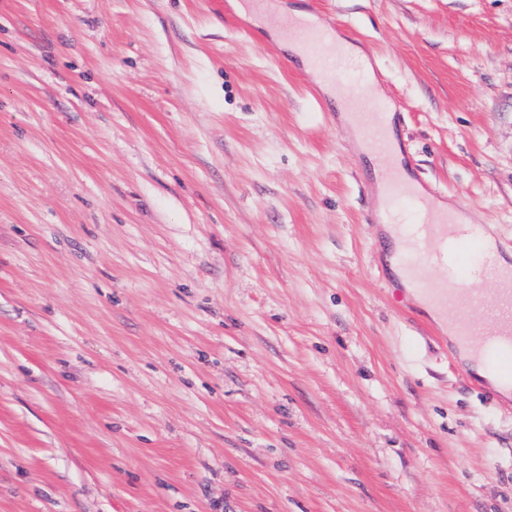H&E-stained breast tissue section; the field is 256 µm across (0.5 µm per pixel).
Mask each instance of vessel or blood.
<instances>
[{
    "instance_id": "1",
    "label": "vessel or blood",
    "mask_w": 512,
    "mask_h": 512,
    "mask_svg": "<svg viewBox=\"0 0 512 512\" xmlns=\"http://www.w3.org/2000/svg\"><path fill=\"white\" fill-rule=\"evenodd\" d=\"M250 2L269 28L284 35L297 31L309 66L339 99L366 101L368 111L355 113L354 118L369 127L368 145L381 170L374 222L392 226L403 237L405 249L395 260L413 292L435 314L450 317L458 346L480 361L501 388L512 391V262H502L498 251L486 247L481 225L460 222L456 212L440 206L431 186L405 176L410 163L397 161L388 136L398 108L375 95L367 77L375 69L373 57L347 55L331 38L337 26L329 18L296 30L276 0ZM408 204L420 216L410 227L404 218ZM428 268L443 270V278L430 283L424 274Z\"/></svg>"
}]
</instances>
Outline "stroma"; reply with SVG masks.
I'll list each match as a JSON object with an SVG mask.
<instances>
[{"mask_svg":"<svg viewBox=\"0 0 512 512\" xmlns=\"http://www.w3.org/2000/svg\"><path fill=\"white\" fill-rule=\"evenodd\" d=\"M237 2L0 0V512H512V399L379 269L359 134ZM279 3L512 246V0Z\"/></svg>","mask_w":512,"mask_h":512,"instance_id":"obj_1","label":"stroma"}]
</instances>
